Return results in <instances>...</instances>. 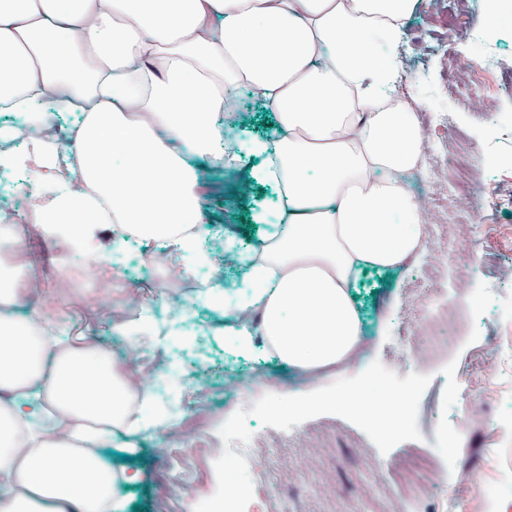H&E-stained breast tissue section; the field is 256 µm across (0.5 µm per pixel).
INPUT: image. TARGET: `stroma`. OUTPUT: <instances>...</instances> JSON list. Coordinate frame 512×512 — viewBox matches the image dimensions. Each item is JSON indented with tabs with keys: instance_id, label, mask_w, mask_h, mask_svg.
Segmentation results:
<instances>
[{
	"instance_id": "1",
	"label": "stroma",
	"mask_w": 512,
	"mask_h": 512,
	"mask_svg": "<svg viewBox=\"0 0 512 512\" xmlns=\"http://www.w3.org/2000/svg\"><path fill=\"white\" fill-rule=\"evenodd\" d=\"M454 7L453 0H419L406 23L402 55L413 80L410 101L427 131L431 163L447 164L449 129H458L471 141L467 201L478 224L464 236L449 232L442 224L451 212L447 198L434 186L419 185L434 218L426 227V253L415 268L384 277L368 276L357 290L369 349L377 362L391 373L413 375L422 382L409 402L410 433L396 447L377 450L369 433L340 406L309 407L294 431L283 433L275 417L254 414L242 387L259 371L262 396H296L308 389L309 378L278 362L258 366L241 359L228 361L221 326L208 319L204 325L210 335L203 345L210 357L222 363L223 375L215 384L184 376L172 392L181 417H205L209 424L186 430L190 451L171 465L156 456L167 432L140 437L133 465L142 478L136 486L122 490L124 512H189L191 497L215 483L213 453L222 445L225 427L244 418L250 421L256 456L253 477L260 489L251 512H409L392 472L408 454H441L439 431L452 422L467 433L460 461L464 472L479 476L481 490L489 487L505 492L507 502L512 503V432L500 434L495 442L485 434L490 420L512 411V324L501 323L491 312L472 309L460 301L457 292L463 279L491 298L512 293V209L506 211L499 205L500 200L512 199V169L494 175L486 162L490 152L512 142V134L494 125L496 112H512V82L493 83L489 105H459L448 88V74L466 66L475 51L461 44L450 50L444 47L446 19ZM237 181L232 172L211 173L210 218L214 227L230 228L234 239L246 246L260 233L258 225L249 223L248 211L266 203L271 191L258 185L242 199L237 195ZM59 282L54 275L45 280L55 291ZM113 282V305L106 309L91 307L86 296L57 291L55 296L59 308L77 325H91L94 338L103 343L112 339V323L133 316L122 304L127 294L142 292L155 300L172 293L189 299L197 291L193 276L159 274L141 261L130 264L126 273L114 275ZM426 288L447 289L448 308L457 314L454 326L427 318L418 297ZM407 318L413 319L414 327L408 338L409 356L400 363L393 350L398 329ZM447 332L452 342L435 346V336ZM474 368L481 372L484 388L474 390L470 399H454L448 391L450 374ZM217 385L237 396L225 417L213 410Z\"/></svg>"
}]
</instances>
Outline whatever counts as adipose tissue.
I'll use <instances>...</instances> for the list:
<instances>
[{
    "mask_svg": "<svg viewBox=\"0 0 512 512\" xmlns=\"http://www.w3.org/2000/svg\"><path fill=\"white\" fill-rule=\"evenodd\" d=\"M418 0H0V104L24 120L0 133V167L31 174L29 222L62 252V273L111 269L129 246L162 243L164 267L215 266L198 161L237 160L225 114L240 90L273 116L245 137L271 184L265 231L242 258L240 285L199 289L224 311L233 350L310 374L309 406L378 405L382 389L323 390L358 369L367 345L354 290L369 272L404 267L427 248L407 176L425 139L417 113L387 105L400 67L403 17ZM75 117L72 144L58 140ZM19 264L0 261V512H115L104 457L117 433L168 425L153 377L132 388L121 361L90 335H57L21 317ZM186 303L165 318L142 307L112 333L169 344Z\"/></svg>",
    "mask_w": 512,
    "mask_h": 512,
    "instance_id": "ef3b65f1",
    "label": "adipose tissue"
}]
</instances>
